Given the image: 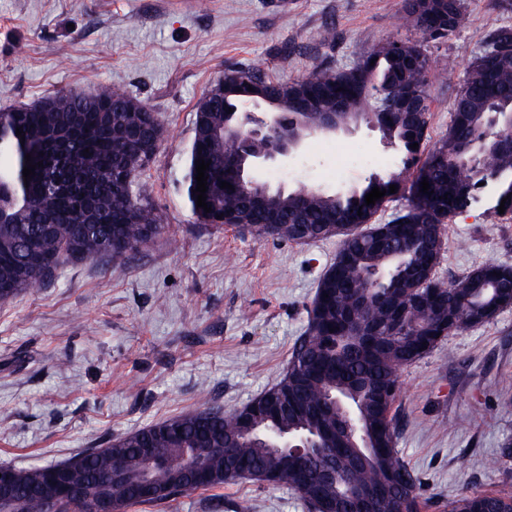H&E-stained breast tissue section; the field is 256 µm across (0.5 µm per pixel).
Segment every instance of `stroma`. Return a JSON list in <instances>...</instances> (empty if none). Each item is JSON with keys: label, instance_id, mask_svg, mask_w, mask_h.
<instances>
[{"label": "stroma", "instance_id": "35a3bbf8", "mask_svg": "<svg viewBox=\"0 0 512 512\" xmlns=\"http://www.w3.org/2000/svg\"><path fill=\"white\" fill-rule=\"evenodd\" d=\"M497 0H464L466 27L427 43L438 70L430 136L491 30ZM404 0H0V111L49 93L120 90L157 112L163 135L140 183L161 214L136 257L73 261L49 284L0 302V463L60 462L180 413L232 410L276 384L336 240L301 244L204 224L183 187L197 108L233 65L277 79L360 60L387 38L417 39ZM396 163L360 126L306 139L271 187L330 192ZM448 282L484 263L512 266V223L475 209L443 226ZM396 447L445 512L464 491L512 490V307L450 335L404 367ZM129 512H308L285 488L196 491Z\"/></svg>", "mask_w": 512, "mask_h": 512}]
</instances>
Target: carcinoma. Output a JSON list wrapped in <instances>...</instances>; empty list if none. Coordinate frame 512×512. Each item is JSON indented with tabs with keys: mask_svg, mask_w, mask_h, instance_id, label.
<instances>
[{
	"mask_svg": "<svg viewBox=\"0 0 512 512\" xmlns=\"http://www.w3.org/2000/svg\"><path fill=\"white\" fill-rule=\"evenodd\" d=\"M468 20L464 0H412L403 25L441 42ZM431 58L412 39L379 42L349 67H315L283 81L249 66L224 72L196 113L185 192L206 224H230L257 236L297 243L338 238L334 261L321 275L307 322L280 380L243 407L226 412L206 405L119 437L57 464L14 468L0 512H45L39 500L52 467L83 497L57 496L56 512H92L104 495L122 503L158 506L194 491L190 472L169 467L167 494L139 497L148 456L189 455L214 489L242 481L287 486L314 512H427L421 481L395 448L399 367L429 353L437 342L491 321L512 306V267L479 265L448 283L435 277L444 254L442 225L475 207L512 221V129L493 128V112L512 113V28L492 31L471 61L452 103L448 131L428 145ZM283 105L296 116L291 132L308 135L322 113L336 106L344 127L375 123L398 153V163L371 173L359 186L329 193L317 188L274 191L256 208L236 179L225 127L232 113L254 101ZM21 135H16V128ZM155 112L107 87L94 95L58 92L0 113V301L42 285L71 261L134 257L157 233L162 217L141 195L139 180L161 141ZM418 144L412 149L410 145ZM482 144L481 176L467 180L457 161L463 148ZM43 162L26 180L25 155ZM211 161L206 203L196 206V164ZM428 180L430 193L421 192ZM226 181L233 189L220 188ZM397 192L371 205L372 188ZM504 213H499L501 200ZM403 201L383 223L375 216ZM303 433L327 445L318 455L268 454L248 442L249 428ZM179 430L172 441L168 430ZM331 459L336 478L321 483L326 507L298 488V477H317ZM448 512H512V491L463 492Z\"/></svg>",
	"mask_w": 512,
	"mask_h": 512,
	"instance_id": "1",
	"label": "carcinoma"
}]
</instances>
